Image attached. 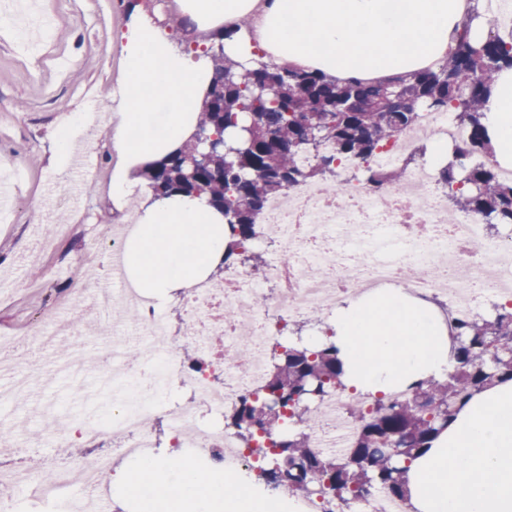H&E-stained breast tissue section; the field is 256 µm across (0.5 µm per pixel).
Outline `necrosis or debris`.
Listing matches in <instances>:
<instances>
[{"mask_svg": "<svg viewBox=\"0 0 512 512\" xmlns=\"http://www.w3.org/2000/svg\"><path fill=\"white\" fill-rule=\"evenodd\" d=\"M424 131L452 146L468 137L450 112L425 110L414 126L388 141L378 164L407 157ZM447 209L446 194L434 187L423 163L410 169L402 186L392 191L359 181L333 192L317 181L294 184L269 197L261 214L263 237L277 240L286 255L267 266V280L279 286L270 307L255 306L262 288L248 272L228 270L221 278L197 282L179 302L184 330L178 338L154 301L130 283L101 292L103 313H111L116 301L137 307L139 319L124 336L113 339L112 349L118 353L147 345L144 362L150 371L112 372V388L121 396L119 412L109 423L76 432L73 442L90 446L110 432L120 437L113 460L151 456L157 444L149 425L165 418L171 422L175 446L194 449L214 473H250L256 459L225 430L221 418L227 407L264 382L273 335L270 315L286 324L315 309L331 311L343 295L379 288H404L441 307L449 327L457 317L478 312L481 303L512 305V242L498 239L479 253L466 249V242L484 236L486 227L479 215L467 211L446 223ZM243 336L252 352L245 363L235 356ZM188 345L197 351L192 364L182 355ZM168 385L188 390L190 399L165 408L155 392ZM368 404L366 395L352 393L320 405L311 448L324 455H344L355 431L349 411ZM74 483L80 484L93 512H110V492L98 471L77 465L57 469L49 487L29 470H0V512H14L18 489L46 504L59 500Z\"/></svg>", "mask_w": 512, "mask_h": 512, "instance_id": "obj_1", "label": "necrosis or debris"}]
</instances>
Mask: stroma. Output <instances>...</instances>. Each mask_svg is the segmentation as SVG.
Listing matches in <instances>:
<instances>
[{
	"label": "stroma",
	"mask_w": 512,
	"mask_h": 512,
	"mask_svg": "<svg viewBox=\"0 0 512 512\" xmlns=\"http://www.w3.org/2000/svg\"><path fill=\"white\" fill-rule=\"evenodd\" d=\"M52 36L29 49L18 33L0 27V168L20 164L21 177L0 185L10 209L0 219V359L20 357L12 339L32 336L51 312L69 317L74 334L52 341L42 356L81 346L98 357L100 337L119 336L124 323H101L87 306L74 305L66 281L95 289L109 280L112 228L123 224L122 210L109 194L116 158L108 130H84L78 153L89 163L80 171L51 166L57 126L69 113L99 100L113 105L108 92L119 74L112 25L123 22L121 0H39ZM11 377L0 371V429L14 436L0 447V468L71 465L74 449L53 443L48 410L78 426L87 415L112 416L110 393L93 386L86 372L68 374L62 385L33 388L25 404L2 399ZM41 440H32L33 432Z\"/></svg>",
	"instance_id": "stroma-1"
}]
</instances>
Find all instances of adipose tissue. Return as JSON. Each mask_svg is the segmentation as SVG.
<instances>
[{
  "label": "adipose tissue",
  "instance_id": "1",
  "mask_svg": "<svg viewBox=\"0 0 512 512\" xmlns=\"http://www.w3.org/2000/svg\"><path fill=\"white\" fill-rule=\"evenodd\" d=\"M464 8L465 0H181L183 16L199 29L229 31L226 55L317 69L342 82L437 67ZM119 44L110 194L117 207L134 208L125 277L162 299L212 276L224 257V217L206 195L158 198L139 173L193 136L213 63L175 48L143 10ZM482 123L492 163L512 168V67L499 73ZM328 322L341 380L356 391L387 393L444 378L453 366L435 306L405 291L352 296ZM408 478L415 512H512V385L474 397L412 461ZM124 482L143 512H280L279 501L253 499L232 476L178 458L138 462Z\"/></svg>",
  "mask_w": 512,
  "mask_h": 512
}]
</instances>
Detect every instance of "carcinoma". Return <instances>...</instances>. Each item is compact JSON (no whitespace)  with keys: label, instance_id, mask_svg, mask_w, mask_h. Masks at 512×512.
I'll return each mask as SVG.
<instances>
[{"label":"carcinoma","instance_id":"cac0c4a2","mask_svg":"<svg viewBox=\"0 0 512 512\" xmlns=\"http://www.w3.org/2000/svg\"><path fill=\"white\" fill-rule=\"evenodd\" d=\"M473 6L451 40L452 50L436 69L398 76L388 82L341 83L321 72L246 66L210 45L215 75L200 115V131L224 142L206 164L187 175V162L200 151L199 140L187 142L148 173L156 194H207L224 214L227 242L224 267L236 260L265 271V260L252 253L257 219L265 200L305 180L336 182L340 162L367 161L395 134L414 124L418 110L454 113L468 140L453 151L439 181L448 187L456 210L480 215L487 224H512V181L497 169L467 165L488 149L482 109L497 73L512 66V39L493 30L473 37V23L483 16L481 0ZM335 145L331 155L316 153L315 164H298L300 154L316 141ZM405 170L401 165L367 167V181L378 188ZM456 356L443 380L433 378L409 386L404 401L385 396L372 408L351 410L357 423L352 448L341 457L322 456L309 444L306 429L317 403L344 388L342 361L334 332L315 346L276 343L272 364L258 393L244 397L226 417L242 445L263 458L272 455L276 468L260 477L292 494L317 481L324 499L346 503L371 489L401 499L408 497V464L483 390L512 381V307H496L492 319L473 315L457 320Z\"/></svg>","mask_w":512,"mask_h":512}]
</instances>
